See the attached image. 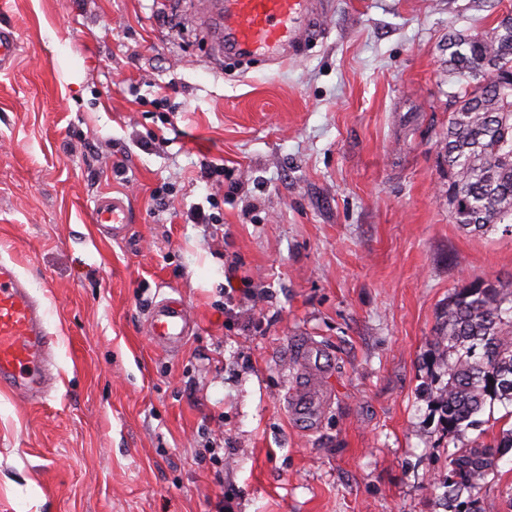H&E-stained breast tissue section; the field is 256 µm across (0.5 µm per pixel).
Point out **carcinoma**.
I'll use <instances>...</instances> for the list:
<instances>
[{"label": "carcinoma", "instance_id": "cac0c4a2", "mask_svg": "<svg viewBox=\"0 0 512 512\" xmlns=\"http://www.w3.org/2000/svg\"><path fill=\"white\" fill-rule=\"evenodd\" d=\"M448 73L459 89L448 92V206L472 232L500 225L512 232V13L470 36L449 39ZM435 343L443 346L446 382L437 408L448 434V468L439 475L444 506L464 512H499L478 496L498 461L512 450V428L487 443L467 438L487 402L512 404V285L481 280L448 297ZM468 500L459 502L462 494Z\"/></svg>", "mask_w": 512, "mask_h": 512}]
</instances>
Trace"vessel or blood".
Wrapping results in <instances>:
<instances>
[{"label": "vessel or blood", "mask_w": 512, "mask_h": 512, "mask_svg": "<svg viewBox=\"0 0 512 512\" xmlns=\"http://www.w3.org/2000/svg\"><path fill=\"white\" fill-rule=\"evenodd\" d=\"M313 0H208L207 13L224 54L261 55L281 62L308 36L306 20ZM101 231L121 239L130 222L123 200L98 201L89 218ZM148 335L164 351L179 349L194 318L185 304L163 298L147 316ZM53 339L46 310L16 264L0 257V387L32 398L50 395L54 375ZM320 399L308 386L291 399L299 418H314Z\"/></svg>", "instance_id": "1"}]
</instances>
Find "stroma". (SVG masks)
<instances>
[{"label":"stroma","mask_w":512,"mask_h":512,"mask_svg":"<svg viewBox=\"0 0 512 512\" xmlns=\"http://www.w3.org/2000/svg\"><path fill=\"white\" fill-rule=\"evenodd\" d=\"M326 2L288 61L242 63L197 0H0V256L57 365L48 398L0 390V512H445L437 319L512 280V233L448 209V36L512 0ZM103 196L123 240L89 222ZM211 204L221 227L191 223ZM229 285L254 290L232 316ZM166 296L196 318L174 353L146 332ZM301 359L326 379L310 427ZM89 221L112 239L118 240L124 236L130 224V210L122 199L103 198L92 210ZM320 399L310 386H304L291 398V410L299 418L313 419L319 412Z\"/></svg>","instance_id":"obj_1"}]
</instances>
